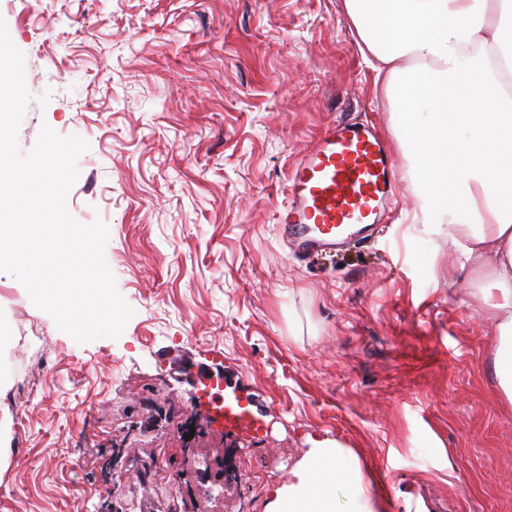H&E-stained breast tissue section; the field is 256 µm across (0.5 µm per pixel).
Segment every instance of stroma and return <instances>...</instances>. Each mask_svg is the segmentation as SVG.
<instances>
[{
	"mask_svg": "<svg viewBox=\"0 0 512 512\" xmlns=\"http://www.w3.org/2000/svg\"><path fill=\"white\" fill-rule=\"evenodd\" d=\"M42 126L89 144L67 207L109 230L134 314L80 344L0 272V512H266L313 441L428 512H512V407L451 226L414 217L307 263L277 221L294 163L341 118L389 131L343 0H0ZM204 362L259 420L231 432Z\"/></svg>",
	"mask_w": 512,
	"mask_h": 512,
	"instance_id": "1",
	"label": "stroma"
}]
</instances>
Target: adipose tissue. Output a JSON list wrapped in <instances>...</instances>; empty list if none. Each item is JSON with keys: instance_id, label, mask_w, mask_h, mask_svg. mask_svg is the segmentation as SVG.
Segmentation results:
<instances>
[{"instance_id": "ef3b65f1", "label": "adipose tissue", "mask_w": 512, "mask_h": 512, "mask_svg": "<svg viewBox=\"0 0 512 512\" xmlns=\"http://www.w3.org/2000/svg\"><path fill=\"white\" fill-rule=\"evenodd\" d=\"M362 57L390 104L409 163L415 214L451 224L450 281L484 279L496 326L494 372L512 405V0H344ZM428 119H420L419 107ZM271 512H387L383 486L329 440L310 448Z\"/></svg>"}]
</instances>
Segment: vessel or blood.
Here are the masks:
<instances>
[{
    "mask_svg": "<svg viewBox=\"0 0 512 512\" xmlns=\"http://www.w3.org/2000/svg\"><path fill=\"white\" fill-rule=\"evenodd\" d=\"M388 145L368 125L336 121L288 179L279 234L295 257L372 235L396 194Z\"/></svg>",
    "mask_w": 512,
    "mask_h": 512,
    "instance_id": "1",
    "label": "vessel or blood"
}]
</instances>
